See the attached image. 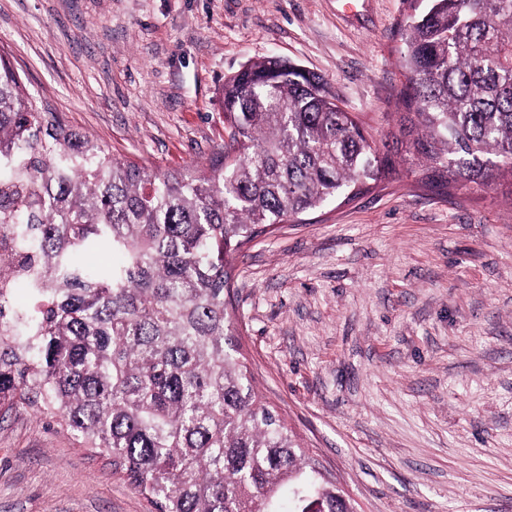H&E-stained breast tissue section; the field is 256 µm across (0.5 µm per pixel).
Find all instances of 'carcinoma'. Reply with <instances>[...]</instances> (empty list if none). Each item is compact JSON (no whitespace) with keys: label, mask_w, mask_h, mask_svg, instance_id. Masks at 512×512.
<instances>
[{"label":"carcinoma","mask_w":512,"mask_h":512,"mask_svg":"<svg viewBox=\"0 0 512 512\" xmlns=\"http://www.w3.org/2000/svg\"><path fill=\"white\" fill-rule=\"evenodd\" d=\"M397 132L377 147L298 65L224 81L238 154L211 174L118 160L40 112L0 58V411L56 418L156 512H352L235 356L228 261L411 155L440 195L512 185V0H409Z\"/></svg>","instance_id":"obj_1"}]
</instances>
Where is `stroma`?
<instances>
[{
    "label": "stroma",
    "mask_w": 512,
    "mask_h": 512,
    "mask_svg": "<svg viewBox=\"0 0 512 512\" xmlns=\"http://www.w3.org/2000/svg\"><path fill=\"white\" fill-rule=\"evenodd\" d=\"M407 0H0V53L39 111L119 159L207 173L224 81L270 56L319 74L366 135L396 130ZM397 171L229 259L258 397L356 512H512V186ZM0 512H152L51 415L0 418Z\"/></svg>",
    "instance_id": "35a3bbf8"
}]
</instances>
